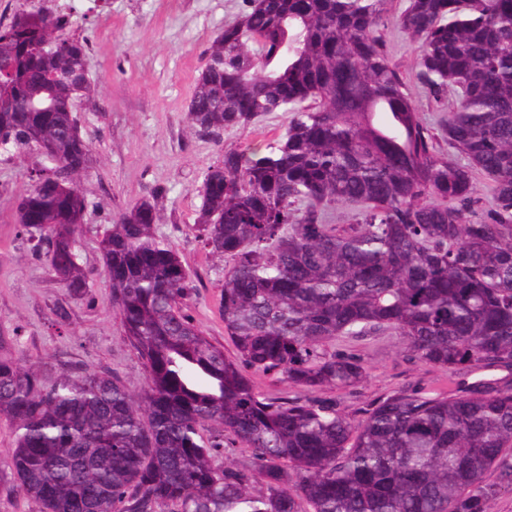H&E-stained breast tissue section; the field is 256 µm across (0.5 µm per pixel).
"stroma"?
Segmentation results:
<instances>
[{"label":"stroma","mask_w":512,"mask_h":512,"mask_svg":"<svg viewBox=\"0 0 512 512\" xmlns=\"http://www.w3.org/2000/svg\"><path fill=\"white\" fill-rule=\"evenodd\" d=\"M71 6L81 17L72 32L87 39L90 83L74 101L95 163L76 181L96 209L84 217L77 242L88 286L73 294L23 239L16 206L32 172L47 167L37 151L0 148V332L15 336L12 353L23 363L55 375L74 360L87 370H107L132 392L147 372L130 347L112 308L99 241L119 213L142 201L155 207L156 234L171 242L195 275L197 291L186 304L195 324L228 356L236 351L224 334L218 302L224 260L195 240L193 225L203 175L221 149H265L288 123L276 112L262 121L226 130L221 142L197 135L187 123L195 79L205 51L224 26L235 21L245 0H48L50 9ZM406 0H388L385 39L389 55L406 76L409 94L424 121L438 124L441 111L417 81L418 43L399 16ZM67 319H59L58 309ZM327 350L358 356L365 368L356 386L320 390L339 409L360 419L366 408L394 393L456 397L473 382L512 385V367L477 364L466 369L433 366L416 359L405 336L394 330L340 337Z\"/></svg>","instance_id":"stroma-1"}]
</instances>
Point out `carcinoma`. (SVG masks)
Segmentation results:
<instances>
[{
  "instance_id": "1",
  "label": "carcinoma",
  "mask_w": 512,
  "mask_h": 512,
  "mask_svg": "<svg viewBox=\"0 0 512 512\" xmlns=\"http://www.w3.org/2000/svg\"><path fill=\"white\" fill-rule=\"evenodd\" d=\"M387 0H248L206 51L188 108L221 139L272 112L288 125L264 152L229 149L208 168L194 231L224 258L219 309L236 356L185 312L193 274L154 231V206L119 214L100 241L112 307L148 373L129 391L107 370L24 366L0 336V415L15 426L0 490L41 512H488L512 491V387L474 383L448 399L401 392L346 417L336 401L259 391L246 374L308 391L362 381L338 336L393 329L418 360L512 367V0H408L417 79L442 108L417 112L386 54ZM69 15L20 10L0 22L16 84L0 143L57 146L30 178L17 221L74 293L86 287L76 235L96 203L73 190L90 145L72 115L88 45ZM55 110L34 129L35 110ZM448 148H443L442 144ZM467 164L448 160V149ZM494 209L475 219L473 172ZM73 192L50 208L34 181ZM339 206L351 222L332 223ZM41 208L44 224L25 223ZM249 448L255 466L218 464ZM497 471L494 486L484 484ZM260 482L265 493L254 495ZM307 505L302 510L301 505Z\"/></svg>"
}]
</instances>
